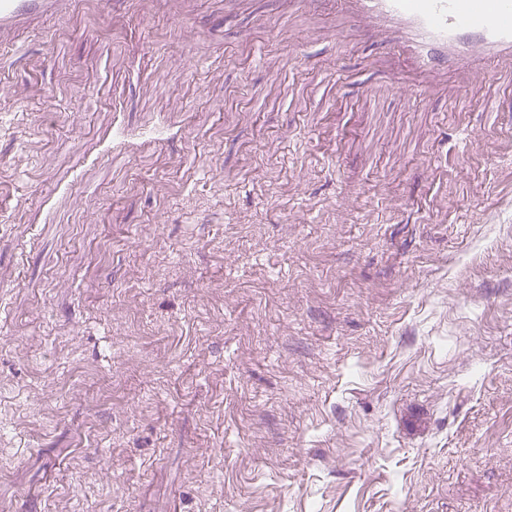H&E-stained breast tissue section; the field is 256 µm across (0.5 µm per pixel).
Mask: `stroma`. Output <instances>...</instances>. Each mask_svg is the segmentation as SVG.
I'll return each mask as SVG.
<instances>
[{"instance_id": "obj_1", "label": "stroma", "mask_w": 512, "mask_h": 512, "mask_svg": "<svg viewBox=\"0 0 512 512\" xmlns=\"http://www.w3.org/2000/svg\"><path fill=\"white\" fill-rule=\"evenodd\" d=\"M0 512H512V63L342 0L0 44Z\"/></svg>"}]
</instances>
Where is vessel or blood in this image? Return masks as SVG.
Returning <instances> with one entry per match:
<instances>
[{
	"instance_id": "vessel-or-blood-1",
	"label": "vessel or blood",
	"mask_w": 512,
	"mask_h": 512,
	"mask_svg": "<svg viewBox=\"0 0 512 512\" xmlns=\"http://www.w3.org/2000/svg\"><path fill=\"white\" fill-rule=\"evenodd\" d=\"M73 0H0V35L20 36L32 21ZM353 13L394 33L423 72L476 58L512 61V0H348Z\"/></svg>"
}]
</instances>
